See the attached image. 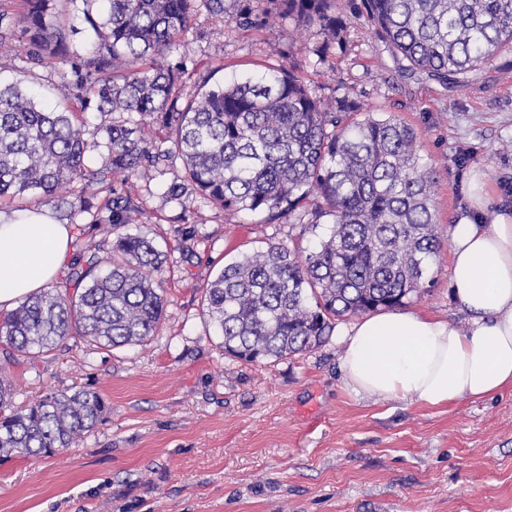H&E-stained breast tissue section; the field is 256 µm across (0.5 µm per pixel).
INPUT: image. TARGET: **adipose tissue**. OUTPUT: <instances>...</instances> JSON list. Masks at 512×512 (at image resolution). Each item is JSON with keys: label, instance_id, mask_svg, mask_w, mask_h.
I'll list each match as a JSON object with an SVG mask.
<instances>
[{"label": "adipose tissue", "instance_id": "ef3b65f1", "mask_svg": "<svg viewBox=\"0 0 512 512\" xmlns=\"http://www.w3.org/2000/svg\"><path fill=\"white\" fill-rule=\"evenodd\" d=\"M448 233L451 294L470 327L410 310L362 318L339 363L355 394L437 407L512 388V215L464 217ZM73 241L72 225L49 208L0 212V309L57 281Z\"/></svg>", "mask_w": 512, "mask_h": 512}]
</instances>
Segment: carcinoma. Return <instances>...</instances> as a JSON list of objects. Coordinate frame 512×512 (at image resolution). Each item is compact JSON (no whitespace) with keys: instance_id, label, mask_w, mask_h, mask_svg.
I'll list each match as a JSON object with an SVG mask.
<instances>
[{"instance_id":"cac0c4a2","label":"carcinoma","mask_w":512,"mask_h":512,"mask_svg":"<svg viewBox=\"0 0 512 512\" xmlns=\"http://www.w3.org/2000/svg\"><path fill=\"white\" fill-rule=\"evenodd\" d=\"M0 0V46L19 40L25 62L56 61L63 99L37 101L24 81H0V203L32 196L53 201L83 182L68 201L73 213L117 232L77 253L69 280L51 285L0 315V452L37 456L70 448L103 418L93 390L48 392L34 406L12 409L6 366L80 336L105 346L142 344L162 322L156 274L164 263L153 239L123 234L138 211L127 181L170 150L146 130L161 128L184 161V183L227 215L261 214L267 222L301 210L308 223L328 218L331 235L302 258L280 245L246 253L224 266L204 291V314L221 333L224 353L248 362L281 360L330 336L333 318L394 308L418 295L440 252L435 232L433 170L418 153L417 132L393 118H351L349 97L331 106L313 96L294 69L203 81L181 107L175 90L187 60L141 67L162 58L203 7L221 25L264 26L269 14H227L224 0H82L85 39L68 24L77 0ZM280 15L318 26L324 42L340 37L333 0H275ZM377 35L405 68L442 82L477 70L512 44V0H361ZM84 112L104 117L105 142L86 138ZM104 146L102 165L85 156ZM121 175V183L115 177Z\"/></svg>"}]
</instances>
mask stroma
Masks as SVG:
<instances>
[{
	"label": "stroma",
	"instance_id": "obj_1",
	"mask_svg": "<svg viewBox=\"0 0 512 512\" xmlns=\"http://www.w3.org/2000/svg\"><path fill=\"white\" fill-rule=\"evenodd\" d=\"M334 10L345 28L326 63L311 52L315 27L271 15L265 27L223 28L199 10L173 57L194 61L179 85L189 101L203 77L220 81L296 65L310 92L348 95L363 115L413 127L435 178L443 242L430 287L405 309L468 329L451 297L450 224L490 222L512 209V47L466 82L444 84L402 68L350 0ZM178 155L130 179L139 207L126 232L165 253V312L141 345L104 348L75 337L11 366L14 406L48 390L97 391L102 422L49 456L0 455V512H512V389L427 407L356 395L341 379L342 317L320 346L280 361L224 353L203 316V290L224 265L276 244L307 255L328 224H267L230 216L194 195L171 198ZM489 194L471 207L468 182ZM194 238L183 241V228Z\"/></svg>",
	"mask_w": 512,
	"mask_h": 512
}]
</instances>
